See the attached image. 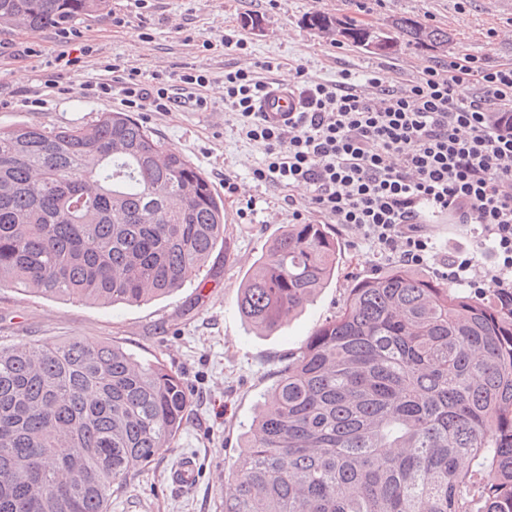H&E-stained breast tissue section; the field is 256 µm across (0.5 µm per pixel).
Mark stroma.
<instances>
[{"label": "stroma", "mask_w": 512, "mask_h": 512, "mask_svg": "<svg viewBox=\"0 0 512 512\" xmlns=\"http://www.w3.org/2000/svg\"><path fill=\"white\" fill-rule=\"evenodd\" d=\"M465 14H458V7ZM312 13L350 16L376 27L406 16L448 30L449 52L403 47L390 56L363 52L332 34L309 29ZM234 30L246 43L241 54L225 51L222 37ZM0 124L24 121L47 129L87 126L98 113L124 109L115 95L89 86L112 79V65L162 75L193 67L208 74L203 95L208 111L192 104L169 112L128 110L173 151L186 156L223 195L225 179L240 185L243 197H225L229 226L221 268L201 284H188L167 297L115 308L47 300L13 288H0V345L72 336L108 339L139 357L163 358L179 371L192 397L181 434L171 448L131 477L113 498L110 512H221L230 492L231 470L240 436L260 413L259 398L314 329L334 314L355 279L391 266L373 251L360 230L332 225L340 261L338 274L298 314L276 332H255L240 316L236 298L244 276L270 237L292 216L275 187L255 181L261 145L247 140L224 112V73L243 61L269 57L303 66L308 76L335 79L347 68L382 71L395 84L416 77L421 64L448 61L467 51L512 62V0H111V8L68 26L67 30L0 27ZM67 53L69 66L58 65ZM40 95V106L28 105ZM248 213H240L242 201ZM440 253L465 250L482 265L490 254L483 241L447 219L430 226ZM195 457L198 479L184 490L170 480L183 457Z\"/></svg>", "instance_id": "1"}]
</instances>
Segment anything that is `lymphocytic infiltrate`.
Segmentation results:
<instances>
[{
  "mask_svg": "<svg viewBox=\"0 0 512 512\" xmlns=\"http://www.w3.org/2000/svg\"><path fill=\"white\" fill-rule=\"evenodd\" d=\"M275 58L258 69L224 74V109L247 138L264 150L256 181L284 191L294 220L318 213L354 226L378 250L408 266L429 262L449 283L484 294L512 297V62L462 53L424 66L398 86L379 72L340 70L316 81L302 67L292 74L300 110L287 124H270L254 106L268 85L257 70H282ZM200 70L168 77L136 70L115 76L130 108L168 112L186 94L196 109L208 107ZM309 196L298 201L296 189ZM468 226L488 242L493 264L478 270L467 252L436 251L428 217Z\"/></svg>",
  "mask_w": 512,
  "mask_h": 512,
  "instance_id": "1",
  "label": "lymphocytic infiltrate"
}]
</instances>
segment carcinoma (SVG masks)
Masks as SVG:
<instances>
[{
    "mask_svg": "<svg viewBox=\"0 0 512 512\" xmlns=\"http://www.w3.org/2000/svg\"><path fill=\"white\" fill-rule=\"evenodd\" d=\"M110 0H0V26L63 28ZM365 48L384 29L340 19ZM430 48L440 27L391 20ZM224 201L130 115L0 125V288L140 305L199 279L224 247ZM325 224H289L236 299L278 330L336 274ZM223 512H512V303L404 265L355 281L262 394ZM183 377L94 338L0 347V512H109L177 440Z\"/></svg>",
    "mask_w": 512,
    "mask_h": 512,
    "instance_id": "carcinoma-1",
    "label": "carcinoma"
}]
</instances>
